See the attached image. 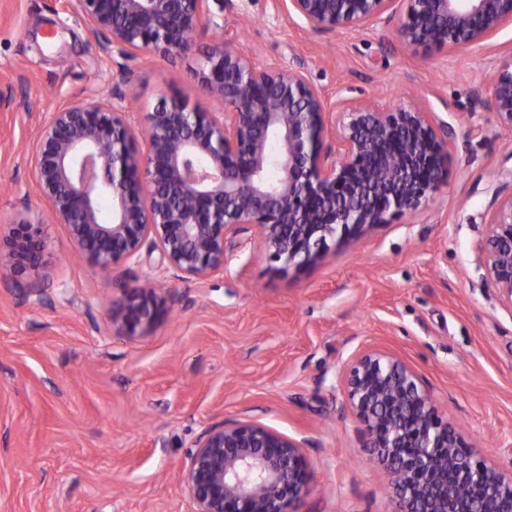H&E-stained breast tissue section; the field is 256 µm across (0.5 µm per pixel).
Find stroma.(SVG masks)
I'll return each mask as SVG.
<instances>
[{
    "instance_id": "1",
    "label": "stroma",
    "mask_w": 512,
    "mask_h": 512,
    "mask_svg": "<svg viewBox=\"0 0 512 512\" xmlns=\"http://www.w3.org/2000/svg\"><path fill=\"white\" fill-rule=\"evenodd\" d=\"M224 28L257 61L304 62L329 95L429 100L455 130L447 178L419 215L285 273L256 242L204 280L156 253L101 273L38 196L29 147L58 105L109 98L116 71L75 0H0V89L14 97L0 107V231L25 209L45 226L36 266L0 272V512H196L179 473L200 434L231 420L303 442L302 512H395L341 382L365 349L402 357L482 458L512 466V308L478 261L493 191L512 179V132L474 100L512 25L456 54H416L380 29L316 33L275 0H224ZM210 44L131 61L134 106L177 96L223 111L195 77ZM137 284L170 294V309L116 335L110 301Z\"/></svg>"
}]
</instances>
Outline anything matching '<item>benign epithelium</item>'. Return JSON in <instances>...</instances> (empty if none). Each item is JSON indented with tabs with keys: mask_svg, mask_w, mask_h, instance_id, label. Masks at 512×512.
<instances>
[{
	"mask_svg": "<svg viewBox=\"0 0 512 512\" xmlns=\"http://www.w3.org/2000/svg\"><path fill=\"white\" fill-rule=\"evenodd\" d=\"M319 33L360 32L405 14L391 31L401 45L450 53L480 47L512 24V0H279ZM112 61V97L67 102L45 114L30 159L34 180L75 251L109 272L117 261L158 251L187 277L224 270L251 232L274 269L323 257L328 241L415 215L440 190L454 144L450 124L417 98L332 99L303 63L259 64L224 30V0H76ZM218 32L197 72L219 115L161 98L131 110L128 62L192 51ZM486 106L512 130V53L496 67ZM43 225L19 215L10 265L44 246ZM486 280L512 308V182L494 193L482 243ZM157 289L134 286L112 300V326L132 337L164 308ZM348 407L365 447L385 461L401 512H512V470L479 457L443 421L415 369L366 350L344 374ZM490 486L474 495L480 478ZM180 479L197 512H301L312 472L301 442L252 421L223 422L197 439Z\"/></svg>",
	"mask_w": 512,
	"mask_h": 512,
	"instance_id": "1",
	"label": "benign epithelium"
}]
</instances>
